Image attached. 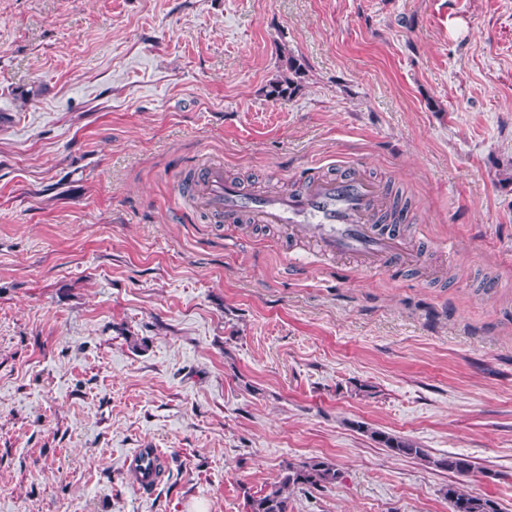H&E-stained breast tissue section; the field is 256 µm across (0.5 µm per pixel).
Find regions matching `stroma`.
<instances>
[{
	"label": "stroma",
	"instance_id": "1",
	"mask_svg": "<svg viewBox=\"0 0 512 512\" xmlns=\"http://www.w3.org/2000/svg\"><path fill=\"white\" fill-rule=\"evenodd\" d=\"M212 162L358 172L416 261L216 223L178 190ZM371 428L512 512V0H0V512H245L312 457L289 512H450ZM303 73L301 64L289 56L286 59L285 69L282 66L281 74L268 85V97L278 100L294 95L300 87L299 79ZM367 434L372 440L387 448L394 456L417 459L428 467L448 471L458 477L469 476L475 468L473 462L463 455L444 454L437 457L431 455L427 448H420L406 438L374 429H368ZM148 451L149 449L143 450V452L145 453H149ZM143 452L139 450L135 451L128 457L127 462L133 468H136L138 470L142 486L149 488L155 483L156 465L158 460H160L162 456V452L161 449L151 448L149 456H142L141 453ZM335 463L325 458L285 463L278 480L263 494L254 496L245 492L246 512H288V490L291 487H324L339 478Z\"/></svg>",
	"mask_w": 512,
	"mask_h": 512
}]
</instances>
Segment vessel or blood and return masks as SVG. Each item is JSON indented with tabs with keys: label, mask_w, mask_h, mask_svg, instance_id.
Returning <instances> with one entry per match:
<instances>
[{
	"label": "vessel or blood",
	"mask_w": 512,
	"mask_h": 512,
	"mask_svg": "<svg viewBox=\"0 0 512 512\" xmlns=\"http://www.w3.org/2000/svg\"><path fill=\"white\" fill-rule=\"evenodd\" d=\"M193 197L221 222L244 219L288 226L294 237L313 239L320 256H350L366 271L401 267L412 256L399 226L374 224V213L387 207L384 194L379 185L357 175L316 178L299 193L271 197L226 181L223 166L214 164L201 171ZM161 456L154 448L149 454L137 451L128 457L143 486L154 484Z\"/></svg>",
	"instance_id": "1"
}]
</instances>
